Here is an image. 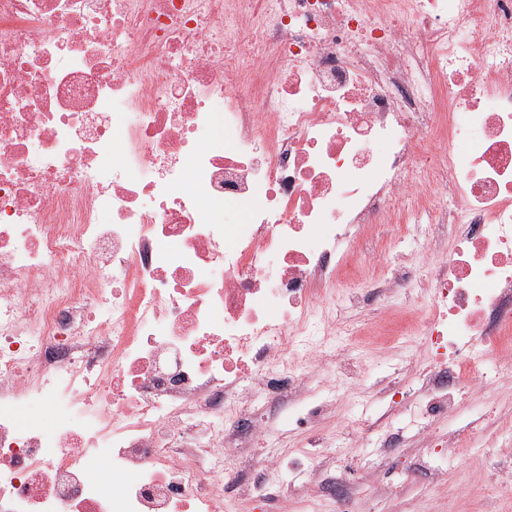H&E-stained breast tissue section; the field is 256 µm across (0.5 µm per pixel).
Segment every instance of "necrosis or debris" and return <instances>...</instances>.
I'll return each instance as SVG.
<instances>
[{
    "label": "necrosis or debris",
    "mask_w": 512,
    "mask_h": 512,
    "mask_svg": "<svg viewBox=\"0 0 512 512\" xmlns=\"http://www.w3.org/2000/svg\"><path fill=\"white\" fill-rule=\"evenodd\" d=\"M375 224L430 273L343 289ZM340 300L420 337L429 446L380 448L447 483L432 424L512 371V0H0V512H259L250 395L335 417ZM391 229V224L381 226L378 230V236L391 240L398 250H401L408 256L409 262L423 273L430 265L432 259L423 255L417 238L408 234H393Z\"/></svg>",
    "instance_id": "1"
}]
</instances>
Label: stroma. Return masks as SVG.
Returning <instances> with one entry per match:
<instances>
[{
    "mask_svg": "<svg viewBox=\"0 0 512 512\" xmlns=\"http://www.w3.org/2000/svg\"><path fill=\"white\" fill-rule=\"evenodd\" d=\"M375 330L372 312L344 313L343 332L337 337L336 346L348 352L360 379L354 384L342 375L333 381L321 378L322 391L341 396L342 401L339 415L320 426L324 442L317 451L343 464L351 442H358L371 469H387L389 480L401 490V498L394 502L368 490L350 502L348 512H406L413 506L420 512H512V493L491 492L490 487L495 483L492 472H485L481 482L469 481L474 466L484 460L487 452L482 439H474L460 453L444 460L443 465L448 470V484L444 487L412 477L395 464L383 463L378 455L381 434L376 422L379 417L389 415L391 425L408 444L416 440L415 421L409 404L403 402L398 407H389L386 400L379 398L376 384L387 376L397 375L405 357L418 349L419 342L416 337L402 336L382 349ZM296 419V414H281L263 444L264 449L275 450L280 455L281 470L276 484L284 490L302 486L309 467L314 464L313 454L317 452L311 448L306 431L299 428Z\"/></svg>",
    "mask_w": 512,
    "mask_h": 512,
    "instance_id": "1",
    "label": "stroma"
}]
</instances>
